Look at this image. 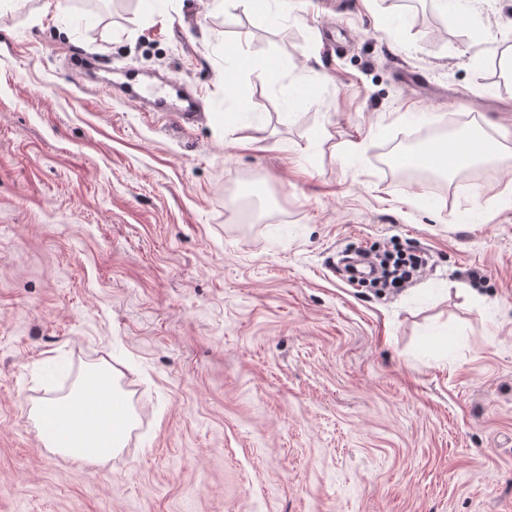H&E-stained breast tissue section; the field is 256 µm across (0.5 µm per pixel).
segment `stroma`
Returning <instances> with one entry per match:
<instances>
[{
	"mask_svg": "<svg viewBox=\"0 0 512 512\" xmlns=\"http://www.w3.org/2000/svg\"><path fill=\"white\" fill-rule=\"evenodd\" d=\"M375 6H0V512H512V165L385 161L476 115L512 135V0ZM238 49L288 64L232 96ZM130 70L203 112L145 111ZM374 241L425 273L380 296L332 272ZM58 360L124 372L107 463L29 419Z\"/></svg>",
	"mask_w": 512,
	"mask_h": 512,
	"instance_id": "1",
	"label": "stroma"
}]
</instances>
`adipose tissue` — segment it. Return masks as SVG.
<instances>
[{"instance_id":"obj_1","label":"adipose tissue","mask_w":512,"mask_h":512,"mask_svg":"<svg viewBox=\"0 0 512 512\" xmlns=\"http://www.w3.org/2000/svg\"><path fill=\"white\" fill-rule=\"evenodd\" d=\"M465 137L484 142L486 148L455 157L448 174L512 153L505 138L481 125L470 127ZM87 373V379L78 380L68 395L34 402L30 417L42 430L45 448L80 462L101 464L123 450L136 412L121 384L122 374L111 362L93 364Z\"/></svg>"}]
</instances>
